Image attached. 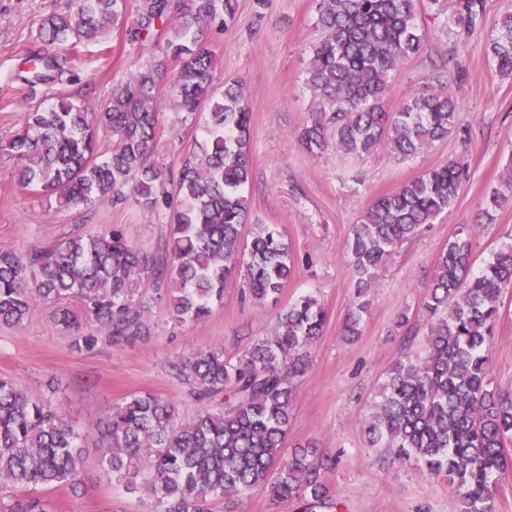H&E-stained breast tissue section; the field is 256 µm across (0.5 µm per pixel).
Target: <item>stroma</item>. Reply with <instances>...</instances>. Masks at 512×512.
Instances as JSON below:
<instances>
[{"label":"stroma","instance_id":"stroma-1","mask_svg":"<svg viewBox=\"0 0 512 512\" xmlns=\"http://www.w3.org/2000/svg\"><path fill=\"white\" fill-rule=\"evenodd\" d=\"M75 0H0V251L29 254L62 241L117 225L155 262L168 258L171 210L146 209L130 201L104 200L91 207L59 211L22 189L14 178L17 160L3 146L27 110L45 106L59 94L76 96L95 112L113 88L157 60L153 43L130 45L122 28L80 47L75 81L41 88L30 100L18 98L14 74L32 47L43 17L67 10ZM316 0H238L234 22L210 30L206 43L215 57L214 83L237 80L252 113V177L244 194L249 221L281 233L294 259V275L277 301L251 303L241 297V280L230 281L224 300L194 324L175 321L166 309L165 289L139 280L135 299L151 324L149 337L115 343L93 322L82 325L96 337L92 349L76 351L69 333L37 306L22 327L0 326V377L24 392L51 401L62 417L83 432L85 480L75 490L53 488L45 497L59 512H155L144 491L128 492L100 466L102 448L88 425L104 418L112 404L151 393L174 401L183 415L203 402L179 370L196 351L223 347L239 357L271 338L278 313L301 296L312 295L326 310L323 334L311 348V364L297 386L285 449L317 441L333 460L325 479L337 512H457V499L443 476L399 463L380 448L368 447L362 420L384 376L401 356L424 354L433 319L422 307L436 257L458 225L472 227L474 255L484 260L512 243V203L490 210L486 202L512 156V76L488 64L492 27L459 44L444 15L422 0L418 21L426 37L393 84L390 107L445 82L459 102L457 132L419 155L398 160L386 152L359 159L328 147L313 155L298 135L317 109L307 86L306 67L319 38ZM170 69H163L161 114L150 161L178 170L202 138L200 117L177 111L170 92ZM457 158L469 179L454 203L416 237L396 249L368 292L370 309L359 336L346 339L342 327L357 302L345 241L371 199L390 192L425 170ZM502 316L491 339L489 371L494 386L512 389V290L502 297ZM407 313L409 322L398 326Z\"/></svg>","mask_w":512,"mask_h":512}]
</instances>
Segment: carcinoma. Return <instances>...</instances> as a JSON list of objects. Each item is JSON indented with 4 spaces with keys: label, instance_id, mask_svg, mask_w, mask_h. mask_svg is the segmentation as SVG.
Returning <instances> with one entry per match:
<instances>
[{
    "label": "carcinoma",
    "instance_id": "1",
    "mask_svg": "<svg viewBox=\"0 0 512 512\" xmlns=\"http://www.w3.org/2000/svg\"><path fill=\"white\" fill-rule=\"evenodd\" d=\"M464 42L488 23L486 0H433ZM236 0H139L127 40H155L164 59L176 62L174 105L205 113L203 141L184 161L175 185L179 206L171 214L170 264L158 267L117 227L71 237L24 256L0 251V324L20 327L37 305L51 309L64 331L80 325L67 305L83 312L114 342L150 334L132 284L149 275L167 284L170 313L184 321L208 317L224 288L243 276L255 301L276 298L294 270L288 244L268 224L245 232L251 177V112L237 82L216 93L214 55L204 33L236 16ZM126 0H77L66 14L42 18L40 49L17 69L32 94L62 82L73 50L125 26ZM419 0H319L306 82L316 116L299 134L311 154L334 145L356 158L382 148L399 160L414 157L458 129L457 101L444 86L425 90L392 112L387 99L404 61L415 56L424 31ZM486 56L512 76V13L493 22ZM157 69L146 68L112 90L108 105L90 114L70 97L24 113L8 143L18 160L15 179L59 210L93 206L107 195L131 194L153 208L167 180L149 162L160 113ZM112 141L98 150L100 136ZM468 178L458 159L428 169L375 197L352 225L345 242L357 295L374 287L395 249L455 201ZM512 200V163L488 206ZM512 289V245L476 270L472 229L458 226L437 256L423 308L436 317L422 357L399 358L378 388L363 419L366 441L398 461L445 475L456 490L459 512H495V476L507 466L512 444V393L490 389L489 342L501 316L502 295ZM369 301L349 312L343 333L357 336ZM326 312L303 296L277 316V330L244 356L221 347L197 351L187 377L210 404L184 417L172 401L145 393L112 406L93 426L102 442L101 465L112 480L146 490L156 512H214L216 506L262 486L275 500L309 507H337L324 473L330 464L315 441L282 453L292 420L294 390L310 365L309 349L321 336ZM82 436L49 404L0 379V484L10 488L0 512H55L39 488L83 483Z\"/></svg>",
    "mask_w": 512,
    "mask_h": 512
}]
</instances>
